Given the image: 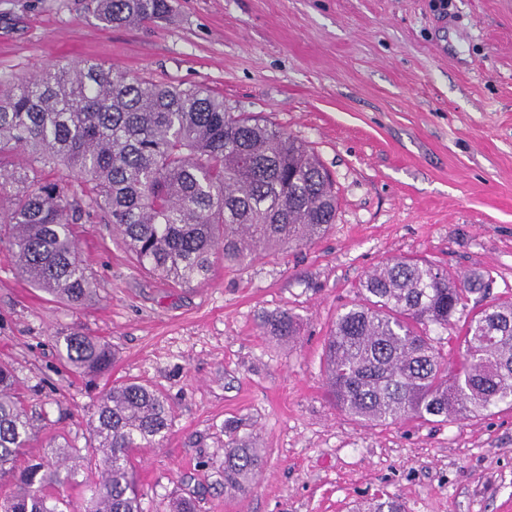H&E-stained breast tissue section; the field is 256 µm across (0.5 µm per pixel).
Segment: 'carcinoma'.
Listing matches in <instances>:
<instances>
[{"label":"carcinoma","mask_w":512,"mask_h":512,"mask_svg":"<svg viewBox=\"0 0 512 512\" xmlns=\"http://www.w3.org/2000/svg\"><path fill=\"white\" fill-rule=\"evenodd\" d=\"M98 21L121 27L154 22L168 0H93ZM0 243L24 279L83 304L93 281L79 259L74 225L96 217L112 225L143 269L178 285L206 280L212 257L243 265L260 249L305 246L336 223L335 182L297 137L201 87L133 77L99 63L57 65L27 79L0 74ZM492 280L474 271L457 280L418 258L390 259L360 282L325 342L326 385L336 408L381 425L446 422L512 408V301L469 307ZM457 327L462 356L448 372L430 327ZM265 334L295 336L287 313ZM74 371H109L112 352L95 336L55 339ZM172 410L164 395L137 382L112 386L90 419L82 450L50 443L24 458L35 425L14 374L0 366V512H70L48 490L75 483L88 456L103 466L81 481L85 512H141L131 466L134 448L162 443ZM260 449L231 439L224 448V489L244 492L262 471ZM364 512H405L378 497Z\"/></svg>","instance_id":"cac0c4a2"}]
</instances>
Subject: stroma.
<instances>
[{"label":"stroma","mask_w":512,"mask_h":512,"mask_svg":"<svg viewBox=\"0 0 512 512\" xmlns=\"http://www.w3.org/2000/svg\"><path fill=\"white\" fill-rule=\"evenodd\" d=\"M165 20L102 27L91 0H0V71L94 59L204 87L304 141L336 182L312 244L216 263L189 287L139 270L111 225L76 226L95 294L82 305L18 274L0 248V364L48 442L84 447L112 385L159 389L163 443L131 460L142 512H348L379 495L406 512H512V409L372 425L326 395L323 345L376 265L414 257L489 272L512 297V0H168ZM290 313L293 340L264 335ZM106 342L96 380L65 369L56 335ZM261 448L248 493L224 491L226 428Z\"/></svg>","instance_id":"35a3bbf8"}]
</instances>
